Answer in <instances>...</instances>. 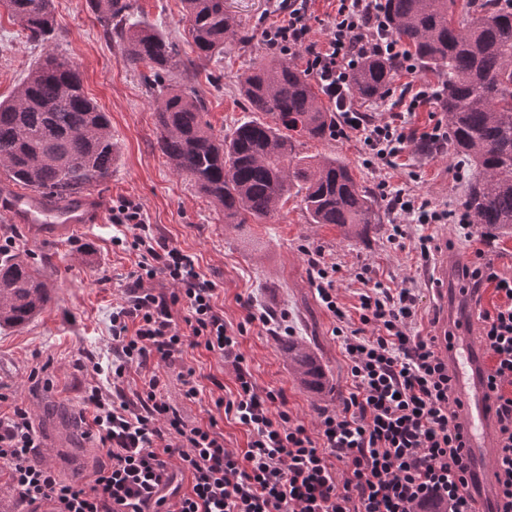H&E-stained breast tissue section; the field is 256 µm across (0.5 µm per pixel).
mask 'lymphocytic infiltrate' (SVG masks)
<instances>
[{
  "label": "lymphocytic infiltrate",
  "mask_w": 512,
  "mask_h": 512,
  "mask_svg": "<svg viewBox=\"0 0 512 512\" xmlns=\"http://www.w3.org/2000/svg\"><path fill=\"white\" fill-rule=\"evenodd\" d=\"M336 3L323 38L311 35L310 0H281L278 20L262 32L269 50L302 55L307 74L336 107L334 137H355L370 163L383 165L425 143L447 145V124L420 130L409 121L439 101L444 78L418 79L419 65L392 33L380 0ZM371 56L391 59L413 77L398 111L374 118L349 95L352 72ZM377 191L389 201L394 242L406 239L409 222L470 226L463 208L391 191L383 180ZM111 221L129 234L137 261L124 299L112 309V362L93 367L109 381L87 383L80 398L84 436L105 459L86 482L32 464L42 440L29 409L14 404L0 417V470L28 512H475L461 402L448 362L438 336L412 330L420 315L417 288L384 286L370 267H360L354 278L363 291L356 316H349L336 296L342 265L321 250L308 251L310 283L336 321L332 333L351 377L341 408L321 411L311 431L285 410L283 391L257 388L239 351V338L253 323L272 336L291 334L287 315H267L247 300L242 322H227L214 283L194 256L151 234L141 203L118 199ZM458 276L464 289L490 286L500 298L478 318L490 359L482 384L496 404L497 512H512V276L479 248ZM159 277L166 287H154ZM180 304L188 311L181 325L173 315ZM188 347L233 362L236 392L217 398L214 407L244 427L242 450L225 448L216 417L187 424L166 395L163 372ZM133 370L141 384L129 394L123 383Z\"/></svg>",
  "instance_id": "1"
}]
</instances>
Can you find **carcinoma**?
<instances>
[{"label": "carcinoma", "mask_w": 512, "mask_h": 512, "mask_svg": "<svg viewBox=\"0 0 512 512\" xmlns=\"http://www.w3.org/2000/svg\"><path fill=\"white\" fill-rule=\"evenodd\" d=\"M104 31L123 46L131 65L149 68L147 81L158 118V146L173 170L224 210L226 224H261L279 215L291 191L312 224H334L345 237L360 236L381 215L370 194L336 157L298 156L294 135L324 140L335 114L322 104L319 85L282 55L255 62L239 92L255 112L217 137L204 116L207 105L193 86L224 43L250 42L224 0H182L194 57H180L159 31L132 20L135 0H90ZM29 40L55 36L53 0H3ZM394 34L423 67L447 76L441 110L451 141L476 167L464 195L471 224L512 236V13L485 0L456 22V0H382ZM184 70L192 85L166 83ZM396 66L382 57L352 73V96L382 100ZM115 149L106 113L83 88L78 66L46 51L9 99L0 100V171L15 185L48 201L76 204L88 188L112 177ZM49 302L40 262L0 253V328L29 323ZM294 377L320 394L324 374L303 341L290 340Z\"/></svg>", "instance_id": "obj_1"}]
</instances>
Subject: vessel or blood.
Masks as SVG:
<instances>
[{"label": "vessel or blood", "mask_w": 512, "mask_h": 512, "mask_svg": "<svg viewBox=\"0 0 512 512\" xmlns=\"http://www.w3.org/2000/svg\"><path fill=\"white\" fill-rule=\"evenodd\" d=\"M0 214L14 222L28 225L42 241L52 240L67 230L100 221V209L82 205L49 210L41 206L35 196H10L0 200ZM462 341L443 348L442 354L457 376L459 397L462 401L460 420L468 430V453L477 468L485 488H493L496 474L488 459L492 454V403L486 396L481 382L480 365L476 355V340L469 336L466 323H459Z\"/></svg>", "instance_id": "vessel-or-blood-1"}]
</instances>
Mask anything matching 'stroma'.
Returning a JSON list of instances; mask_svg holds the SVG:
<instances>
[{
    "instance_id": "1",
    "label": "stroma",
    "mask_w": 512,
    "mask_h": 512,
    "mask_svg": "<svg viewBox=\"0 0 512 512\" xmlns=\"http://www.w3.org/2000/svg\"><path fill=\"white\" fill-rule=\"evenodd\" d=\"M56 52L74 61L82 74L84 90L101 111L106 112L117 147V161L111 179L90 188L87 195L101 208L96 224L82 225L71 235L52 242L35 240L27 225L14 224L0 215V240L13 238L20 252L42 260L41 272L50 288L51 300L34 320L19 328L0 329V393L9 397L0 412L17 401L30 407L43 436L59 429L67 434L60 451L59 471L66 478L88 480L99 452L91 448L77 423L75 406L93 372L83 371L88 362L107 365L110 348L112 306L124 293L125 277L135 256L114 245L123 235L112 224V202L129 197L142 203L155 237L195 257L199 270L215 283L217 305L224 317L238 323L245 315L243 300L271 314H288L295 337L301 338L322 366L326 390L315 394L300 385L288 367L283 337L271 336L261 324L249 325L240 338V351L259 388L284 391L286 407L307 429H314L321 410H336L348 395L351 378L340 340L332 334L334 319L324 309L310 285L305 249L322 250L329 259L343 265L347 274L337 288L346 307L358 304L359 285L352 275L370 265L374 277L391 287L415 279L422 288V334H435L446 322L449 311L466 313L471 333H478L479 309H492L498 302L493 288L482 292L481 302L459 299L447 306L436 289L428 285L430 270L421 266L414 243L430 236L438 244L455 240L448 224H410L404 248L390 239L392 215L387 200H379L381 223L360 237H345L333 224L309 223L298 197H290L279 217L269 223L238 227L224 222V212L198 192L187 176L176 174L157 146L154 99L144 83L146 66L129 65L121 47L107 38L95 18L89 0H54ZM273 0H227L229 11L241 29L252 32L249 44L234 41L224 45V58L211 71L217 85L199 80L208 111L205 115L215 135L228 133L249 111L238 93L240 76L255 59L266 56L261 32L278 17ZM141 21L164 33L190 56L188 22L182 0H137ZM43 47L29 43L22 28L0 7V97L7 99L22 83L31 66L43 54ZM301 155L336 157L349 164L355 180L375 188L386 180L391 188H406L436 203L461 205L465 183L455 182L448 166L457 159L455 148L444 153L422 150L401 157L393 166L374 170L365 166L356 138L299 139ZM417 180H410L409 172ZM448 265L447 288L457 285L461 264L468 261L473 247L484 250L487 259L505 274H512V237H492L475 232L472 242L455 240ZM185 366L194 368L204 386L202 401L190 403L180 396L176 372L166 379L171 401L187 423H203L214 399L236 388L231 362L204 348H186ZM48 366L52 389L32 388V369ZM217 384H210V377Z\"/></svg>"
}]
</instances>
